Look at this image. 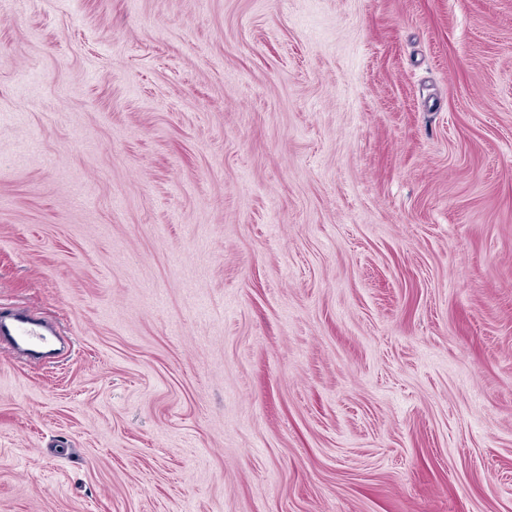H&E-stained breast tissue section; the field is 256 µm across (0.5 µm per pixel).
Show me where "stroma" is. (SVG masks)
<instances>
[{"mask_svg":"<svg viewBox=\"0 0 512 512\" xmlns=\"http://www.w3.org/2000/svg\"><path fill=\"white\" fill-rule=\"evenodd\" d=\"M0 512H512V0H0ZM0 335L7 337V342L14 351L20 347L34 350L51 345L48 337L51 334L44 324L21 310H12L1 316Z\"/></svg>","mask_w":512,"mask_h":512,"instance_id":"35a3bbf8","label":"stroma"}]
</instances>
